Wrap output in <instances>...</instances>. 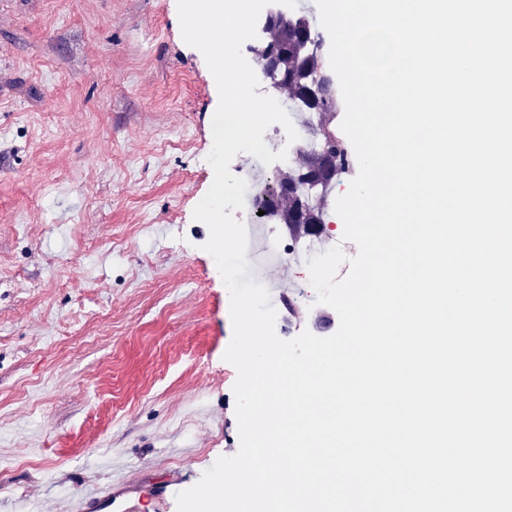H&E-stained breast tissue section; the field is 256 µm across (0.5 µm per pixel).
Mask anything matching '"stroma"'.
<instances>
[{"instance_id":"stroma-1","label":"stroma","mask_w":512,"mask_h":512,"mask_svg":"<svg viewBox=\"0 0 512 512\" xmlns=\"http://www.w3.org/2000/svg\"><path fill=\"white\" fill-rule=\"evenodd\" d=\"M219 103L177 0H0V512L176 496L239 450L230 295L193 212ZM280 317L307 267L274 265ZM166 492L165 487L150 491L138 488L107 486L92 492L79 493L74 497V512H133L136 511L134 495L139 493V500L149 496L158 498Z\"/></svg>"}]
</instances>
